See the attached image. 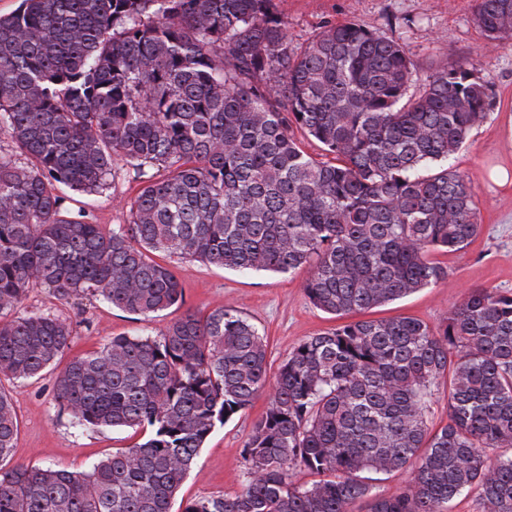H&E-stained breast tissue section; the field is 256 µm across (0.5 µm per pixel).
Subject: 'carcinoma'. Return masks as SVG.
Wrapping results in <instances>:
<instances>
[{"label":"carcinoma","mask_w":512,"mask_h":512,"mask_svg":"<svg viewBox=\"0 0 512 512\" xmlns=\"http://www.w3.org/2000/svg\"><path fill=\"white\" fill-rule=\"evenodd\" d=\"M473 19L497 46L512 38V0H474ZM414 75L402 44L352 21L296 48L277 0H20L0 15V135L18 152H0V378L48 376L76 425L146 434L82 471L15 463L20 422L0 386V512H174L208 436L261 395L242 489L180 512H448L465 492L512 512V454L488 455L512 448V293L471 289L437 327L316 333L273 381L267 337L236 309H188L61 369L71 325L21 311L33 288L144 318L181 307L158 256L307 267L306 296L336 318L447 281L434 253L481 228L453 160L494 92L461 65ZM121 165L140 188L107 230L71 193L107 190ZM297 469L323 479L298 484ZM394 471L405 488L372 491L367 474ZM430 399L429 421L435 427H441L448 423V389L444 390L443 385L432 388Z\"/></svg>","instance_id":"1"}]
</instances>
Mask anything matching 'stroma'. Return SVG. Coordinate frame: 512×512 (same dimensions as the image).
Listing matches in <instances>:
<instances>
[{
	"label": "stroma",
	"instance_id": "35a3bbf8",
	"mask_svg": "<svg viewBox=\"0 0 512 512\" xmlns=\"http://www.w3.org/2000/svg\"><path fill=\"white\" fill-rule=\"evenodd\" d=\"M278 4L297 46L310 42L324 23L352 20L402 43L414 61L416 82L443 68L471 65L495 93L487 118L455 158L457 169L470 178L477 195L479 236L464 250L439 254V261L448 267L446 282L375 308L373 317L410 316L437 326L470 289L512 293V186L502 187L491 179L495 167H512V42L489 47L473 22L472 0H278ZM138 189L137 182L121 174L103 193L81 194L77 201L93 223L109 228L125 222L121 203ZM169 265L181 280L185 307L203 315L220 307L234 308L264 329L270 373H277L302 340L337 325L336 318L309 302L304 292L306 270L240 273L174 258ZM23 307L48 311L71 323L74 339L63 354L67 360L121 333L160 335L180 314L172 308L144 320L95 299L60 302L39 288L29 292ZM11 395L20 421L17 462L82 470L96 458L141 439L130 429L75 427L70 416L59 410L50 379L14 385ZM266 405V399H257L214 429L182 484L181 498L240 490L247 472L242 449Z\"/></svg>",
	"mask_w": 512,
	"mask_h": 512
}]
</instances>
